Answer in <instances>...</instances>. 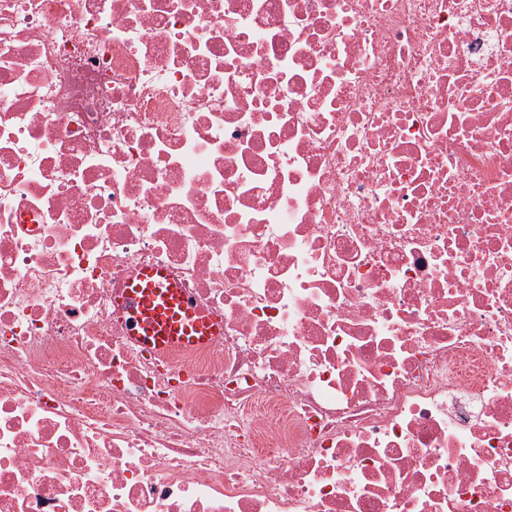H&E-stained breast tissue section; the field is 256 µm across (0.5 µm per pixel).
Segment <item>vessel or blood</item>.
<instances>
[{
  "label": "vessel or blood",
  "mask_w": 512,
  "mask_h": 512,
  "mask_svg": "<svg viewBox=\"0 0 512 512\" xmlns=\"http://www.w3.org/2000/svg\"><path fill=\"white\" fill-rule=\"evenodd\" d=\"M122 303L131 340L156 352L208 345L220 333L219 326L158 267L142 269L129 283Z\"/></svg>",
  "instance_id": "1"
}]
</instances>
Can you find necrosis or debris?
Returning a JSON list of instances; mask_svg holds the SVG:
<instances>
[{
	"mask_svg": "<svg viewBox=\"0 0 512 512\" xmlns=\"http://www.w3.org/2000/svg\"><path fill=\"white\" fill-rule=\"evenodd\" d=\"M0 512H512V0H0ZM122 303L131 340L155 352L208 345L221 332L162 268L142 269L126 288Z\"/></svg>",
	"mask_w": 512,
	"mask_h": 512,
	"instance_id": "obj_1",
	"label": "necrosis or debris"
}]
</instances>
